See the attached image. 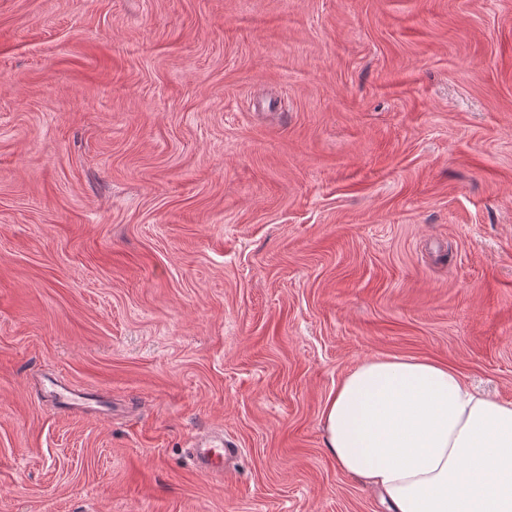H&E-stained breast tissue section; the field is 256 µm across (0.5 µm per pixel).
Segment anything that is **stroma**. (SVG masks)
Returning a JSON list of instances; mask_svg holds the SVG:
<instances>
[{
    "label": "stroma",
    "instance_id": "stroma-1",
    "mask_svg": "<svg viewBox=\"0 0 512 512\" xmlns=\"http://www.w3.org/2000/svg\"><path fill=\"white\" fill-rule=\"evenodd\" d=\"M396 356L512 402V0H0V512H388ZM51 386L52 396L63 413L71 412L76 406H80L84 400H87L84 394L77 393L68 386L59 384L56 381L51 382ZM190 455L196 468L210 478L224 476V465L228 457L238 455V448L228 442H224L223 434L214 436L209 444H200L195 441L192 448H189ZM203 458L199 466L200 459Z\"/></svg>",
    "mask_w": 512,
    "mask_h": 512
}]
</instances>
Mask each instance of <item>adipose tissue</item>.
<instances>
[{"instance_id":"1","label":"adipose tissue","mask_w":512,"mask_h":512,"mask_svg":"<svg viewBox=\"0 0 512 512\" xmlns=\"http://www.w3.org/2000/svg\"><path fill=\"white\" fill-rule=\"evenodd\" d=\"M338 467L392 512H512V402L419 357L368 359L323 412Z\"/></svg>"}]
</instances>
